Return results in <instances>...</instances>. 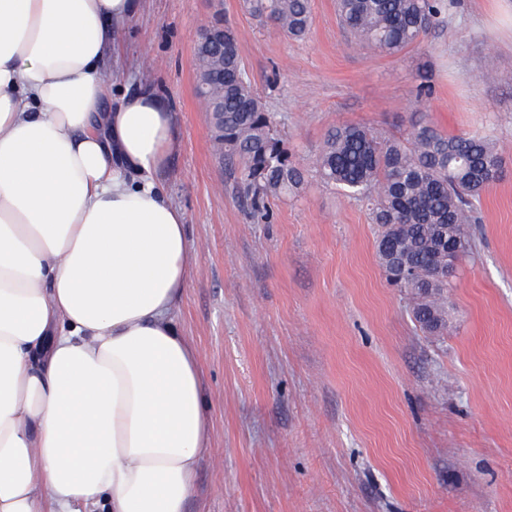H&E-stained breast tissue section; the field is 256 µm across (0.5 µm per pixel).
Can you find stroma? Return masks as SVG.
<instances>
[{
	"instance_id": "stroma-1",
	"label": "stroma",
	"mask_w": 512,
	"mask_h": 512,
	"mask_svg": "<svg viewBox=\"0 0 512 512\" xmlns=\"http://www.w3.org/2000/svg\"><path fill=\"white\" fill-rule=\"evenodd\" d=\"M311 5L297 41L239 0H144L103 64L113 99L145 82L175 112L160 180L190 263L174 318L208 416L186 512H512V0H453L393 58L349 48L335 0ZM217 11L302 167L341 125L490 136L505 173L476 201L442 335L387 282L361 202L311 176L252 208L194 95V38Z\"/></svg>"
}]
</instances>
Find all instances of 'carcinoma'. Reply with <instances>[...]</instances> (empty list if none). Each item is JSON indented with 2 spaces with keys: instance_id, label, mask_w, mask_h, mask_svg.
<instances>
[{
  "instance_id": "cac0c4a2",
  "label": "carcinoma",
  "mask_w": 512,
  "mask_h": 512,
  "mask_svg": "<svg viewBox=\"0 0 512 512\" xmlns=\"http://www.w3.org/2000/svg\"><path fill=\"white\" fill-rule=\"evenodd\" d=\"M254 17L293 39L311 28L310 0H240ZM447 0H336L343 29L375 55L395 57L421 44ZM201 104L223 111L224 155L237 162L253 205L295 196L309 171L288 159L273 116L243 65L237 29L224 23V87ZM501 158L479 133L449 135L432 123L412 125L406 137L359 126L332 130L314 163L326 183L366 203L379 226L376 250L387 279L417 299L413 316L431 333L445 325L448 258L472 251L470 227L479 222L472 199L500 173Z\"/></svg>"
}]
</instances>
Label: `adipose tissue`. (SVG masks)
Listing matches in <instances>:
<instances>
[{
	"label": "adipose tissue",
	"mask_w": 512,
	"mask_h": 512,
	"mask_svg": "<svg viewBox=\"0 0 512 512\" xmlns=\"http://www.w3.org/2000/svg\"><path fill=\"white\" fill-rule=\"evenodd\" d=\"M140 12L0 0V512H185L206 448L175 115L102 69Z\"/></svg>",
	"instance_id": "obj_1"
}]
</instances>
